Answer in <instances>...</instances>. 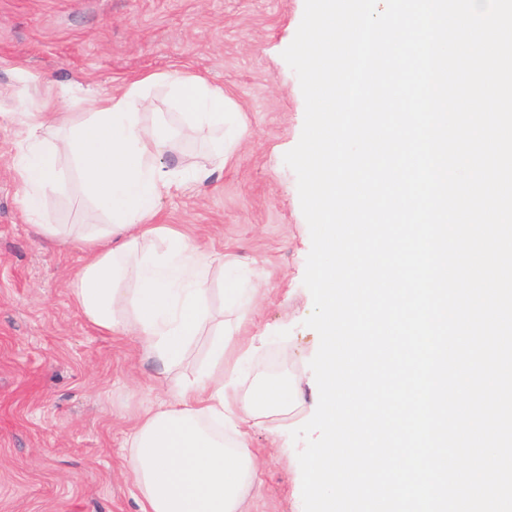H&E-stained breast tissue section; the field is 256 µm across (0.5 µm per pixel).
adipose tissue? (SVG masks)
Segmentation results:
<instances>
[{
  "instance_id": "ef3b65f1",
  "label": "adipose tissue",
  "mask_w": 512,
  "mask_h": 512,
  "mask_svg": "<svg viewBox=\"0 0 512 512\" xmlns=\"http://www.w3.org/2000/svg\"><path fill=\"white\" fill-rule=\"evenodd\" d=\"M156 81L191 125L225 130V146L238 144L244 127L223 88L197 75L160 74ZM143 86L136 80L97 100L78 124L63 112L24 113L12 168L25 212L34 218L57 180L58 156H74L83 184L109 216V224L79 234L86 257L70 283L77 307L95 329L139 336L166 371L194 336L205 332L211 338V359L198 378L168 386L129 435L127 464L141 512H243L258 463L238 427L290 409L294 394L285 382H263L242 399L224 382V326L212 320L209 288L211 271L224 262L154 219L162 196L191 191L223 169L225 146L216 147L209 168L188 172L166 165L169 131L147 121L153 103ZM51 126L63 134L47 150L42 133ZM156 237L166 245L159 260L143 251ZM129 280L135 287L128 294L123 284Z\"/></svg>"
}]
</instances>
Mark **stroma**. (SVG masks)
Wrapping results in <instances>:
<instances>
[{"label": "stroma", "instance_id": "1", "mask_svg": "<svg viewBox=\"0 0 512 512\" xmlns=\"http://www.w3.org/2000/svg\"><path fill=\"white\" fill-rule=\"evenodd\" d=\"M305 0H0V113L44 106L87 118L106 98L149 74L201 75L221 86L247 128L222 170L194 190L162 198L157 223L222 254L241 285L258 291L247 313L226 300L212 271L211 308L223 314L225 362L239 392L283 379L296 400L246 424L257 455L244 512H304L293 429L318 404L309 367L319 336L303 284L311 248L297 177L284 155L298 143L305 103L282 57ZM158 118L175 121L182 165L208 164L220 131L189 129L164 86L146 87ZM17 122H0V512H140L126 472V433L169 376L194 378L210 361L196 337L165 374L133 335L99 333L76 307L68 275L84 253L76 239L42 240L23 210L10 168ZM46 222L105 224L73 157H61Z\"/></svg>", "mask_w": 512, "mask_h": 512}]
</instances>
